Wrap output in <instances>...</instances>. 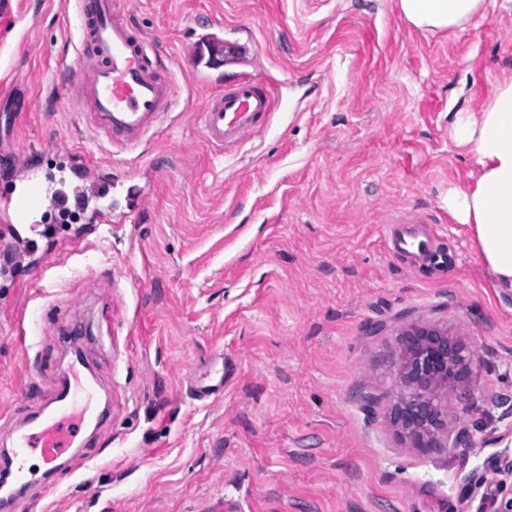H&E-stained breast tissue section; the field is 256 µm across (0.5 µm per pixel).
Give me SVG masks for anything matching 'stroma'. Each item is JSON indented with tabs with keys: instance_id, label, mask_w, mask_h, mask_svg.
<instances>
[{
	"instance_id": "obj_1",
	"label": "stroma",
	"mask_w": 512,
	"mask_h": 512,
	"mask_svg": "<svg viewBox=\"0 0 512 512\" xmlns=\"http://www.w3.org/2000/svg\"><path fill=\"white\" fill-rule=\"evenodd\" d=\"M0 94L21 92L0 151L24 149L58 193L62 149L111 169L123 224H2L0 449L70 367L72 325L103 423L79 468L34 484L12 512H491L482 480L512 453V290L479 263L448 189L477 156L450 136L512 74V0L462 29L422 31L394 0H131L127 19L171 75L167 122L136 149L96 136L61 84L80 35L64 0H14ZM250 47L241 69L278 81L259 133L219 147L202 130L187 47L206 32ZM398 214L426 218L437 270L383 244ZM448 325L476 352L447 448L389 421L399 332ZM202 388L219 398L199 396Z\"/></svg>"
}]
</instances>
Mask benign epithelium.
<instances>
[{
    "instance_id": "7a95c632",
    "label": "benign epithelium",
    "mask_w": 512,
    "mask_h": 512,
    "mask_svg": "<svg viewBox=\"0 0 512 512\" xmlns=\"http://www.w3.org/2000/svg\"><path fill=\"white\" fill-rule=\"evenodd\" d=\"M474 360V350L446 325L418 320L403 328L394 369L400 389L392 420L416 446L437 444L448 418V395L469 391ZM495 474L484 481L483 497L493 512H512V490L504 489V478H512V454L498 458Z\"/></svg>"
}]
</instances>
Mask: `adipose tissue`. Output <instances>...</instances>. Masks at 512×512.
<instances>
[{"instance_id": "1", "label": "adipose tissue", "mask_w": 512, "mask_h": 512, "mask_svg": "<svg viewBox=\"0 0 512 512\" xmlns=\"http://www.w3.org/2000/svg\"><path fill=\"white\" fill-rule=\"evenodd\" d=\"M491 0H397L402 17L420 29L465 26L485 15ZM451 134L478 157L472 184L448 191V210L471 233L481 263L512 286V78L499 81L478 112L455 113Z\"/></svg>"}]
</instances>
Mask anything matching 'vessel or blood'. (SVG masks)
I'll return each instance as SVG.
<instances>
[{"label": "vessel or blood", "mask_w": 512, "mask_h": 512, "mask_svg": "<svg viewBox=\"0 0 512 512\" xmlns=\"http://www.w3.org/2000/svg\"><path fill=\"white\" fill-rule=\"evenodd\" d=\"M68 6L84 44L92 48L80 65L66 69L69 97L90 107L92 128L99 136L135 149L171 112L169 73L158 65L153 41L127 23V0H69ZM245 50V45L224 41L216 33L192 42L200 86L221 81L225 64L241 62ZM277 107V98L265 84L245 74L208 95L199 116L210 142L233 145L261 131ZM50 197L49 185L36 171H28L17 189L0 195V214L10 224L29 223ZM384 239L391 251L416 253L442 267L448 263L447 255L434 249L431 237L419 231L412 218H392ZM53 401L58 406L55 414L36 411L32 429L0 451L1 507L12 504L33 483L51 479L74 454L79 427L70 381L59 385ZM35 456L41 459V469L28 464Z\"/></svg>", "instance_id": "b4317fda"}]
</instances>
